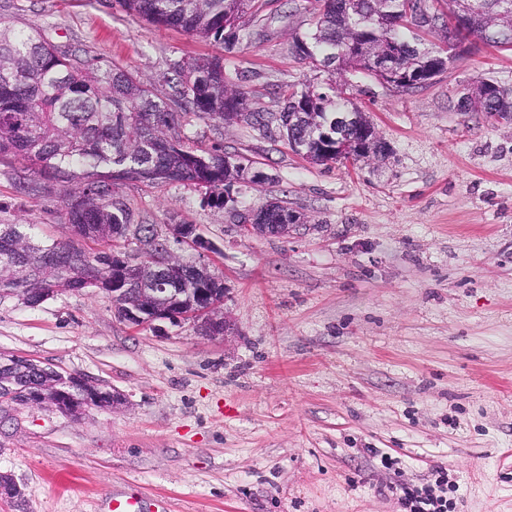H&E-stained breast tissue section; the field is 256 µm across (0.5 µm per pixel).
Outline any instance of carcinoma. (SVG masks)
I'll list each match as a JSON object with an SVG mask.
<instances>
[{"instance_id":"1","label":"carcinoma","mask_w":512,"mask_h":512,"mask_svg":"<svg viewBox=\"0 0 512 512\" xmlns=\"http://www.w3.org/2000/svg\"><path fill=\"white\" fill-rule=\"evenodd\" d=\"M254 0H120L125 11L149 23L176 26L209 41L225 39L224 20L239 26L257 19ZM448 13L437 14L431 33L440 43H420L402 22L389 16L385 26L374 25L383 0H308L305 9L316 17L315 29L295 35L293 50L309 66L325 65L338 74L356 78L372 75L367 64L394 45H400L396 64L410 79L408 92L419 83L437 57L448 58L441 44L448 43L444 17L461 16L468 33L481 37L495 33L489 44L512 51V0H446ZM164 97L150 82L129 70L81 62L68 50L52 44L40 31L0 28V165L11 168L21 158L31 177L15 182L17 192L38 197L48 184H67L63 203L69 236L44 244L35 224H0V286L32 290L29 307L51 288H71L89 275L88 262L98 265L104 287L127 289V299L142 309L154 300L139 290L138 280L152 274L150 262L112 278V251L126 248L127 225L133 212L115 191L126 181L154 185L189 183L204 191L208 205L224 207V191L240 182L243 169L224 165V152L216 148L198 153L185 132L189 119L230 123L252 120L259 128L266 119L249 111V98L224 77V58L212 56L176 61ZM472 111L491 116L501 112L497 90L482 81L465 92ZM281 122L286 134L304 140L302 157L312 164L336 162L329 143L318 135H336V118L362 108L331 87L291 86L283 95ZM302 118L288 124V115ZM300 216L276 206L269 222L296 224ZM146 254L165 252V240L156 225L138 224L134 236ZM195 288H214L224 296V284L188 269ZM52 374L21 357L8 372H0V399L25 404L24 392L40 390L55 403Z\"/></svg>"}]
</instances>
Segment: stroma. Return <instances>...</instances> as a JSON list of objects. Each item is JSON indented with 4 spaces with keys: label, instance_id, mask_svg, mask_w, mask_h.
<instances>
[{
    "label": "stroma",
    "instance_id": "35a3bbf8",
    "mask_svg": "<svg viewBox=\"0 0 512 512\" xmlns=\"http://www.w3.org/2000/svg\"><path fill=\"white\" fill-rule=\"evenodd\" d=\"M255 5L263 24L228 46L118 0H0V25L126 67L161 96L170 63L220 55L250 111L277 112L288 86L318 77L292 50L314 18L304 0ZM484 79L512 90V51L474 38L414 92L359 77L346 94L390 154L347 166L310 164L246 122L192 120L200 149L254 161L268 180L233 210L183 183L118 193L136 220L201 226L233 331L136 327L97 288L34 308L1 298L0 352L124 402L78 418L0 407V475L22 493L0 512H104L131 488L168 512H399L392 486L438 466L459 484L453 512H512V119L455 108ZM25 173L0 168V224L65 238L62 188L19 197L12 177ZM271 202L301 216L287 236L237 232Z\"/></svg>",
    "mask_w": 512,
    "mask_h": 512
}]
</instances>
